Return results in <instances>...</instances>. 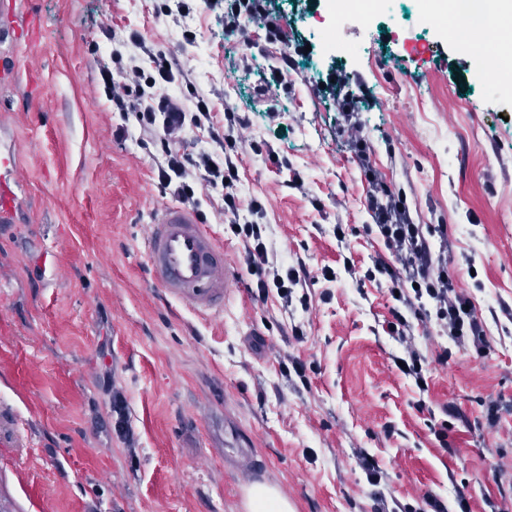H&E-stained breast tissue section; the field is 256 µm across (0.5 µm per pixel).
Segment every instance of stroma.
<instances>
[{
    "instance_id": "stroma-1",
    "label": "stroma",
    "mask_w": 512,
    "mask_h": 512,
    "mask_svg": "<svg viewBox=\"0 0 512 512\" xmlns=\"http://www.w3.org/2000/svg\"><path fill=\"white\" fill-rule=\"evenodd\" d=\"M272 2L287 39L246 15L226 27L224 0H192L178 24L157 14L159 0H21L19 21L36 16L39 29L0 46L19 60L0 69V153L15 155L18 178L15 221L0 223V512H244L256 482L295 512H374L379 495L418 512L433 498L448 512H512V320L501 312L512 306V62L481 71L472 43L484 23L460 37L420 24L426 0H382L373 27L348 25L357 56L332 40L330 0ZM103 21L175 61L166 94L189 110L208 102L189 151L214 150L225 113L241 117L237 193L262 204L278 260L307 270L309 311L252 296L217 192L193 208L230 265L223 310L201 316L164 295L144 247L152 209L171 199L161 145L95 92ZM274 67L281 85L257 95ZM338 73L375 169L405 192L415 223L447 226L450 267L486 325L480 352L436 324L414 328L426 357L452 351L447 366L428 365L424 391L394 365L404 348L382 329L387 289L343 268L348 257L366 269L384 246L365 231L367 185L323 91ZM254 141L268 152L254 154ZM11 356L31 371L28 393ZM294 359L316 366L309 384L285 377ZM489 397L502 421L474 429ZM446 404L466 417L447 451L434 435ZM361 450L380 484L360 469Z\"/></svg>"
}]
</instances>
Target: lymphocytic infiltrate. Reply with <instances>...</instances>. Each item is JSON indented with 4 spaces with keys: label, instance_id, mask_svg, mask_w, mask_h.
I'll use <instances>...</instances> for the list:
<instances>
[{
    "label": "lymphocytic infiltrate",
    "instance_id": "1",
    "mask_svg": "<svg viewBox=\"0 0 512 512\" xmlns=\"http://www.w3.org/2000/svg\"><path fill=\"white\" fill-rule=\"evenodd\" d=\"M99 33L110 43L111 51L108 62L98 68L96 91L111 102L113 111L133 116L143 130L159 133L164 156L158 167L160 181L181 202L194 199L200 190L221 191L228 227L245 242L246 264L255 278L253 296L264 299L274 293L283 307L295 303L308 307L304 268L280 264L268 248L266 225L254 220L262 212L261 204L252 202L246 208L251 220L241 221L240 212L245 208L236 193L238 169L231 158L222 159L203 149L194 153L184 149L187 133L210 120L208 103L197 99L194 111H185L180 103L158 91L161 84L173 78L165 54L151 55V66L146 69L140 65L139 55L127 50L125 40L117 38L110 24L101 23ZM350 146L369 186L366 209L373 222L367 230L382 241L385 249L363 278L388 285L393 292L390 317L383 329L404 346L401 373L422 388L426 385L425 358L408 335L412 324L437 323L456 344L469 341L479 349L487 344L485 327L469 308L470 295L458 290L448 267L446 225L414 223L401 191L380 179L373 167L367 138L361 132H352Z\"/></svg>",
    "mask_w": 512,
    "mask_h": 512
}]
</instances>
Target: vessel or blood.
<instances>
[{
    "mask_svg": "<svg viewBox=\"0 0 512 512\" xmlns=\"http://www.w3.org/2000/svg\"><path fill=\"white\" fill-rule=\"evenodd\" d=\"M14 165L0 157V223L15 216ZM150 270L168 296L198 314L221 309L232 286V275L217 238L202 224L196 211L171 203L151 214L145 241Z\"/></svg>",
    "mask_w": 512,
    "mask_h": 512,
    "instance_id": "obj_1",
    "label": "vessel or blood"
}]
</instances>
